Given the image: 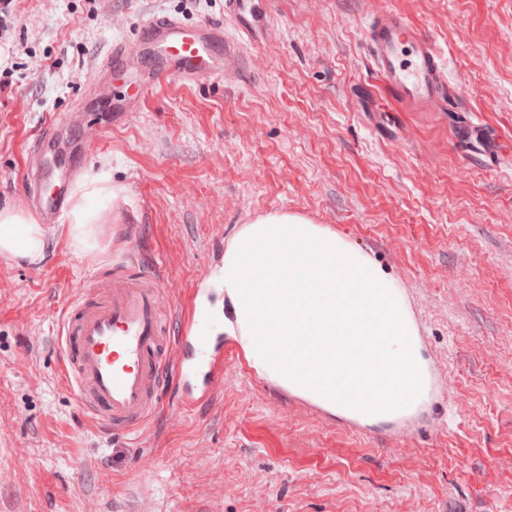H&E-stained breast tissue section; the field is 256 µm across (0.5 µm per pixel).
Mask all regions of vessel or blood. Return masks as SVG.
I'll return each mask as SVG.
<instances>
[{
  "label": "vessel or blood",
  "mask_w": 512,
  "mask_h": 512,
  "mask_svg": "<svg viewBox=\"0 0 512 512\" xmlns=\"http://www.w3.org/2000/svg\"><path fill=\"white\" fill-rule=\"evenodd\" d=\"M376 75L396 91L400 102L418 109L443 103L448 67L432 38L403 16L390 13L366 29ZM160 47L154 66L140 81L138 92L173 80L220 79L225 69L241 65L235 46L224 43V26L208 22L185 25L170 15L150 18L137 44ZM68 128L56 116L44 121L28 147L34 183L32 205L48 222L64 211V191L43 193L51 171L72 180L87 162V141L66 145ZM166 278L161 271L136 268L132 259L103 264L99 277L80 284L76 299L59 310V376L79 407L102 428L131 431L155 410L159 387L174 374L184 390L188 409L209 400L224 378V359L232 357L245 374L254 368L245 348L223 351L216 318L203 310L170 333L160 321ZM423 385L406 409L378 421L334 412L331 400L282 374L274 379L288 396V405L310 412L325 424L396 444L434 423L436 407L449 401V378L434 356L419 320L411 289H394Z\"/></svg>",
  "instance_id": "obj_1"
}]
</instances>
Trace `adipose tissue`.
<instances>
[{
  "mask_svg": "<svg viewBox=\"0 0 512 512\" xmlns=\"http://www.w3.org/2000/svg\"><path fill=\"white\" fill-rule=\"evenodd\" d=\"M69 232L77 250L96 245V226L107 212L118 210L122 187L113 184L108 170H100L74 187L70 195ZM46 248L43 225L29 213L14 206L0 208V255L13 259L41 258Z\"/></svg>",
  "mask_w": 512,
  "mask_h": 512,
  "instance_id": "ef3b65f1",
  "label": "adipose tissue"
}]
</instances>
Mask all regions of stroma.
I'll list each match as a JSON object with an SVG mask.
<instances>
[{"label": "stroma", "instance_id": "stroma-1", "mask_svg": "<svg viewBox=\"0 0 512 512\" xmlns=\"http://www.w3.org/2000/svg\"><path fill=\"white\" fill-rule=\"evenodd\" d=\"M393 11L448 66L434 110L373 75L368 22ZM0 34V206L27 207L46 117L111 113L154 56L98 68L170 14L220 22L245 59L162 84L96 142L125 202L76 251L46 225L36 261L0 257V512H512V0H14ZM250 34H242V25ZM300 215L359 243L413 290L457 394L450 426L386 447L289 408L224 366L192 410L173 386L135 434L94 426L63 387L56 315L124 235L169 280L165 324L242 225Z\"/></svg>", "mask_w": 512, "mask_h": 512}]
</instances>
